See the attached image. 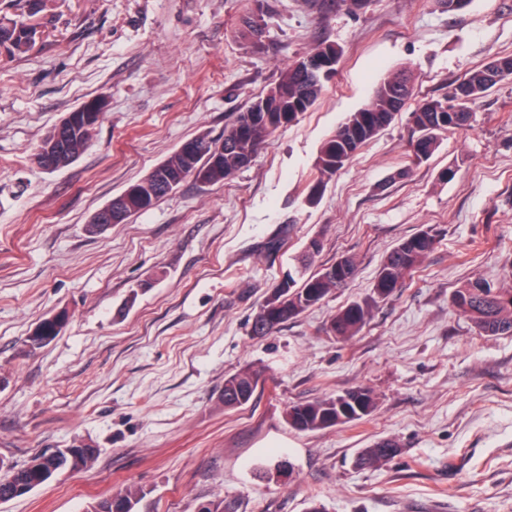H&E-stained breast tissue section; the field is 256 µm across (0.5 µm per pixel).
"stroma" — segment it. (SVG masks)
<instances>
[{"label":"stroma","instance_id":"35a3bbf8","mask_svg":"<svg viewBox=\"0 0 512 512\" xmlns=\"http://www.w3.org/2000/svg\"><path fill=\"white\" fill-rule=\"evenodd\" d=\"M257 17L263 30L244 24ZM36 29L26 53L0 47V459L90 445L87 469L0 503V512H86L136 493V512H512V336H482L452 307L464 282L512 287V82L474 106L413 165L408 113L363 147L315 204L321 144L376 83L411 68L423 97L512 55V0H0V25ZM328 40L338 72L233 179L187 178L97 236L85 226L184 141L219 137L281 70ZM105 99L89 148L47 171L35 148L67 113ZM411 167L408 178L396 173ZM451 179H442L444 170ZM431 227L433 252L349 340L327 333L364 298L387 252ZM313 269L357 274L271 334L250 323L310 238ZM280 247L271 252L270 240ZM66 312L58 336L40 323ZM249 367L252 400L225 409L224 380ZM371 389L364 420L301 432L287 407ZM381 439L401 453L358 468ZM288 460L293 474L260 471Z\"/></svg>","mask_w":512,"mask_h":512}]
</instances>
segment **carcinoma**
<instances>
[{
	"label": "carcinoma",
	"mask_w": 512,
	"mask_h": 512,
	"mask_svg": "<svg viewBox=\"0 0 512 512\" xmlns=\"http://www.w3.org/2000/svg\"><path fill=\"white\" fill-rule=\"evenodd\" d=\"M35 29L13 24L0 25V46L24 52L29 48ZM342 55L335 43H321L308 56L319 58L337 67ZM512 81V55L497 56L485 65L470 71L455 81L444 98L417 99L414 79L410 71L400 70L380 80L366 104L350 113L325 140L318 152L315 168L318 178L308 187L305 200L318 201L327 183L343 170L352 158L368 143L389 127L398 113L393 111L394 101L407 106L417 100L409 112V121L417 133L413 142V163L428 160L439 147V135L470 126L473 106L490 89ZM329 76L321 70L300 69L296 61L279 76L267 91L257 96L236 120L224 127L219 139L198 136L195 145L202 151L186 152L176 148L160 166L175 183L180 184L194 175L206 184H218L230 175L247 167L245 160L256 156L269 143L278 130L295 123L309 111L321 97ZM107 103L93 99L77 108L79 121L62 134L53 129L42 144L58 136L64 138L66 148L59 153H35L37 163L47 170H58L72 164L88 147L95 128L101 122ZM169 195L167 187L146 175L118 195L123 211L131 217L152 207ZM436 236L431 229L402 239L380 264L370 293L338 310L332 317L327 332L341 339L356 335L367 323L373 308L388 299L405 284L406 278L420 267L434 249ZM321 240L308 241L299 257L298 272L302 282L290 277L271 289L251 323L255 336H266L276 327L318 306L333 290L346 285L356 274V265L349 256L336 261L310 275L307 262L321 251ZM453 308L471 321L484 336L512 335V288H496L482 279H472L451 294ZM64 314L43 321L30 338V343L58 335L66 323ZM258 385L257 372L244 368L224 380V409L234 410L248 404ZM377 408L374 393L366 387H356L333 396L298 402L288 406V423L300 431H316L346 425L370 416ZM400 454L399 444L382 439L362 449L356 459L358 466L385 464ZM97 458V449L89 446L70 448L60 455L40 454L20 467L5 466L0 460V502L21 497L52 479L51 470L76 472L86 468Z\"/></svg>",
	"instance_id": "cac0c4a2"
}]
</instances>
